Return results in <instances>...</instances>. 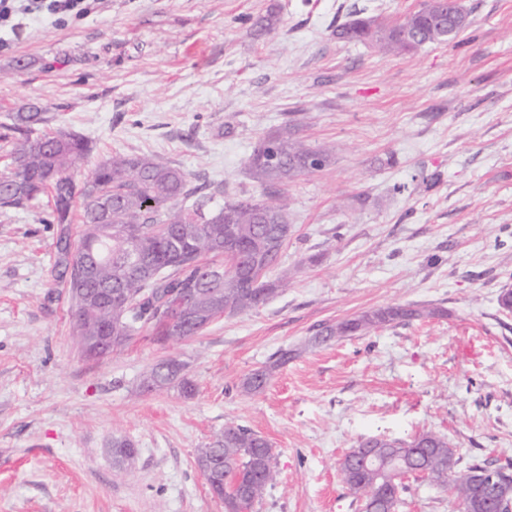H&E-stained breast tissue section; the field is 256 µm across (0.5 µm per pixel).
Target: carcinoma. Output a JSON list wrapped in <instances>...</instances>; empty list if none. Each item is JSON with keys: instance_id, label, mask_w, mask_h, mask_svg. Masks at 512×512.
<instances>
[{"instance_id": "1", "label": "carcinoma", "mask_w": 512, "mask_h": 512, "mask_svg": "<svg viewBox=\"0 0 512 512\" xmlns=\"http://www.w3.org/2000/svg\"><path fill=\"white\" fill-rule=\"evenodd\" d=\"M439 0L401 22L388 25L358 14L336 28V38L370 42L385 50L407 51L427 43L450 42L469 24L461 5L448 9V31L429 19ZM20 137L13 142L14 168L0 175V207L27 206L45 193L53 199L58 225L57 266L67 288L72 333L86 358L101 359L92 337L98 326L112 333V349L145 329L159 343H180L224 315L245 314L288 286L281 258L292 226L281 187L326 167L335 147L313 148L297 135V125L259 139L245 166L266 186L264 198L224 196V185L193 182L181 169L149 155L114 154L79 187L70 171L92 151L84 136L58 130L37 134L46 122L37 106L12 116ZM82 199L80 228L72 231L76 198ZM244 264L262 271L252 281L238 278ZM103 288L112 289L110 308H97ZM445 315L428 305L391 306L365 311L322 326L311 343L327 344L351 335H368L392 324L424 322ZM297 352L277 350L241 382L246 394L262 391L274 372ZM179 382L183 394L195 387L187 365L167 358L143 380L144 390L159 391ZM196 465L209 488L221 496L224 512H251L277 480L269 441L235 423L201 448ZM343 482L359 512H401L408 485L423 478L448 494L457 508L477 499L512 512V471L492 461L465 462L445 435L422 433L409 441L362 439L340 464Z\"/></svg>"}]
</instances>
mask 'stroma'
I'll return each mask as SVG.
<instances>
[{
  "label": "stroma",
  "instance_id": "35a3bbf8",
  "mask_svg": "<svg viewBox=\"0 0 512 512\" xmlns=\"http://www.w3.org/2000/svg\"><path fill=\"white\" fill-rule=\"evenodd\" d=\"M425 0H112L26 22L0 52V173L29 104L94 146L145 154L260 197L245 161L297 119L333 162L291 182L287 288L161 345L148 332L85 358L57 281L50 195L0 208V512H224L196 466L226 423L271 444L277 484L253 512H358L339 472L368 437L448 435L464 460L512 464V0H461L449 44L394 53L338 40L355 11L396 22ZM274 15L273 29L256 27ZM444 317L310 345L323 324L393 305ZM299 357L248 395L281 348ZM196 391L147 393L159 360ZM134 454L114 465L112 440Z\"/></svg>",
  "mask_w": 512,
  "mask_h": 512
}]
</instances>
